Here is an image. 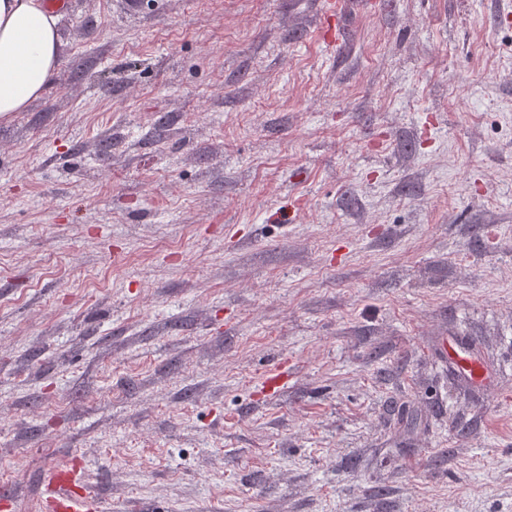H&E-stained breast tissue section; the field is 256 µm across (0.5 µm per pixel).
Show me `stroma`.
Wrapping results in <instances>:
<instances>
[{"label":"stroma","instance_id":"stroma-1","mask_svg":"<svg viewBox=\"0 0 512 512\" xmlns=\"http://www.w3.org/2000/svg\"><path fill=\"white\" fill-rule=\"evenodd\" d=\"M318 2L60 12L0 121L12 512L73 452L112 512H512V0ZM440 354L443 359L449 360L456 369L472 379H480L485 375L484 367L476 360L470 351L467 341L460 337H448L442 340Z\"/></svg>","mask_w":512,"mask_h":512}]
</instances>
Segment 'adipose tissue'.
<instances>
[{
    "instance_id": "ef3b65f1",
    "label": "adipose tissue",
    "mask_w": 512,
    "mask_h": 512,
    "mask_svg": "<svg viewBox=\"0 0 512 512\" xmlns=\"http://www.w3.org/2000/svg\"><path fill=\"white\" fill-rule=\"evenodd\" d=\"M62 56L58 16L45 0H0V120L41 95Z\"/></svg>"
}]
</instances>
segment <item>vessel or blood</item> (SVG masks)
<instances>
[{"mask_svg":"<svg viewBox=\"0 0 512 512\" xmlns=\"http://www.w3.org/2000/svg\"><path fill=\"white\" fill-rule=\"evenodd\" d=\"M440 354L469 378L480 379L485 375L482 364L472 356L468 342L462 338L442 341ZM37 506L39 512H106L107 509L106 504H94L84 486L79 462L74 457L48 471L43 496Z\"/></svg>","mask_w":512,"mask_h":512,"instance_id":"b4317fda","label":"vessel or blood"}]
</instances>
